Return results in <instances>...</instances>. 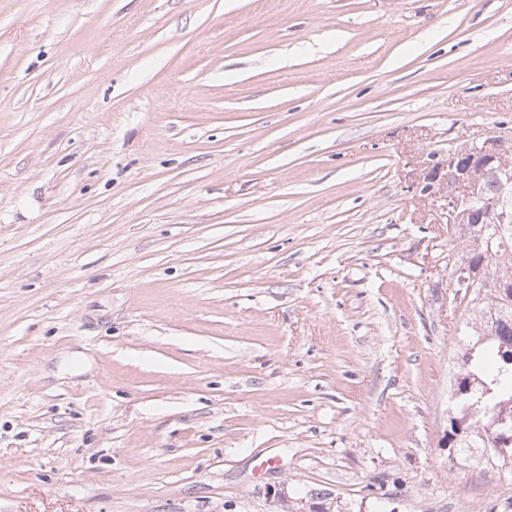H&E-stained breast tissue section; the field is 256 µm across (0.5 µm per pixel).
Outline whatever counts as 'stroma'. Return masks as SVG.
<instances>
[{"instance_id":"1","label":"stroma","mask_w":512,"mask_h":512,"mask_svg":"<svg viewBox=\"0 0 512 512\" xmlns=\"http://www.w3.org/2000/svg\"><path fill=\"white\" fill-rule=\"evenodd\" d=\"M496 135L512 0H0V512H512L446 447ZM504 148L505 144L500 138L490 137L480 144L448 153L442 163L448 170V231H458L461 224H467L465 232L470 231L474 222L472 202L483 181L485 199L499 196L500 189L496 181L504 193H511L512 166L504 160Z\"/></svg>"}]
</instances>
